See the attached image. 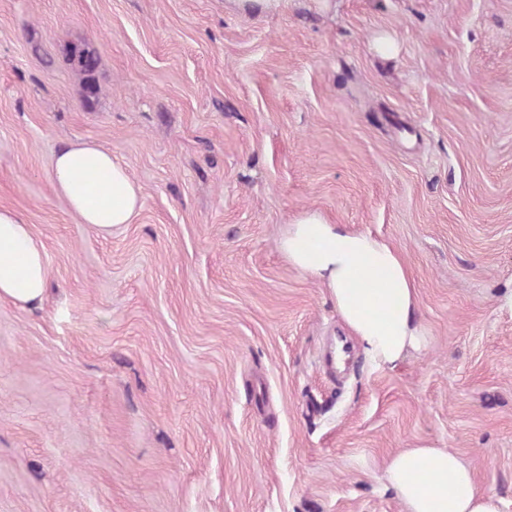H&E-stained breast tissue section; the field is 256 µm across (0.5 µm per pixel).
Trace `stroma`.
Listing matches in <instances>:
<instances>
[{"instance_id":"35a3bbf8","label":"stroma","mask_w":512,"mask_h":512,"mask_svg":"<svg viewBox=\"0 0 512 512\" xmlns=\"http://www.w3.org/2000/svg\"><path fill=\"white\" fill-rule=\"evenodd\" d=\"M79 138L143 188L108 236L52 190ZM0 205L50 271L0 303V512H405L418 446L512 512V0H0ZM307 210L399 250L425 350L329 367ZM71 56L77 62L79 71L84 75V86L88 93L96 95L98 87L93 78V70L95 67L90 65L91 61H96V53L87 45H75L70 49ZM87 57L91 60L86 61Z\"/></svg>"}]
</instances>
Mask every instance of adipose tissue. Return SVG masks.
I'll return each instance as SVG.
<instances>
[{"label":"adipose tissue","instance_id":"obj_1","mask_svg":"<svg viewBox=\"0 0 512 512\" xmlns=\"http://www.w3.org/2000/svg\"><path fill=\"white\" fill-rule=\"evenodd\" d=\"M50 179L78 223L104 234L133 223L143 206L142 188L127 165L92 140L61 146ZM279 249L291 267L326 289L372 366H394L420 349L425 330L415 315L416 284L389 241L312 211L289 224ZM48 277L43 242L28 219L0 206V301L37 306ZM384 479L406 512H501L500 498L481 489L450 449H403L387 461Z\"/></svg>","mask_w":512,"mask_h":512}]
</instances>
